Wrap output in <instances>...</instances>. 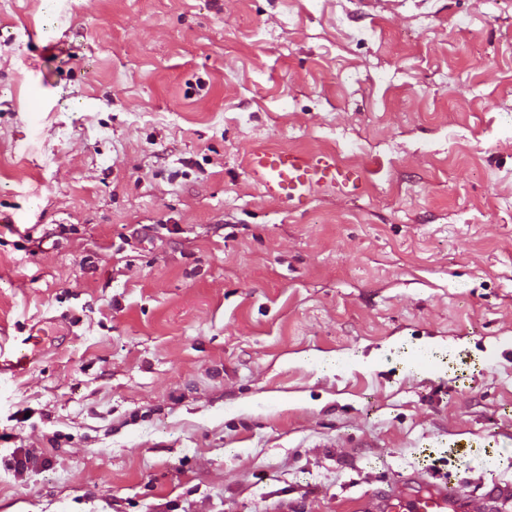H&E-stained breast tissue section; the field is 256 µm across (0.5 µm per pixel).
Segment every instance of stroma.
<instances>
[{
    "label": "stroma",
    "mask_w": 512,
    "mask_h": 512,
    "mask_svg": "<svg viewBox=\"0 0 512 512\" xmlns=\"http://www.w3.org/2000/svg\"><path fill=\"white\" fill-rule=\"evenodd\" d=\"M263 149L363 187L286 210ZM32 326L0 512H373L448 448L487 512L483 478L512 482V0H8L0 346ZM20 446L48 466L9 470Z\"/></svg>",
    "instance_id": "1"
}]
</instances>
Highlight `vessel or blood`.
<instances>
[{"mask_svg":"<svg viewBox=\"0 0 512 512\" xmlns=\"http://www.w3.org/2000/svg\"><path fill=\"white\" fill-rule=\"evenodd\" d=\"M249 171L267 196L290 210L302 207L319 189L355 188L361 181L357 171L338 164L333 155L288 150L252 152ZM40 348L41 333L34 329L10 350L0 349V375L28 371L37 361ZM467 497L463 484L446 477L387 494L375 500L374 508L376 512H464Z\"/></svg>","mask_w":512,"mask_h":512,"instance_id":"vessel-or-blood-1","label":"vessel or blood"}]
</instances>
